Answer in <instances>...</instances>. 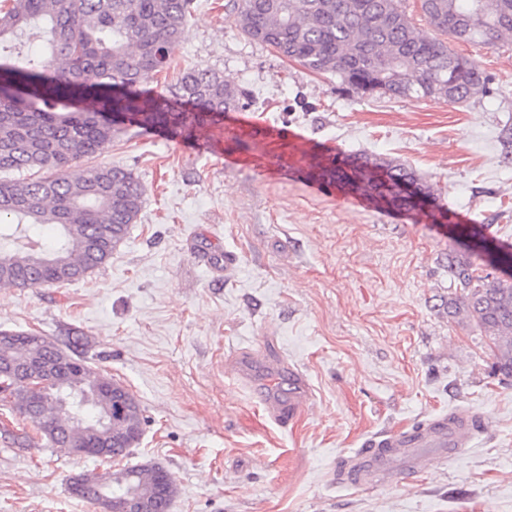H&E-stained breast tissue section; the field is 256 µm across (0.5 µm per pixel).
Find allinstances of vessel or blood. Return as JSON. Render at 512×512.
<instances>
[{
	"mask_svg": "<svg viewBox=\"0 0 512 512\" xmlns=\"http://www.w3.org/2000/svg\"><path fill=\"white\" fill-rule=\"evenodd\" d=\"M286 371L290 389L287 399L264 394L258 397L264 412L276 422L287 421L301 411L311 396L305 373L291 365ZM479 424L477 416L454 412L437 415L407 431L374 436L362 448L351 451L344 480L353 486H366L385 482L395 471L406 477L418 474L426 467L428 456L444 460L454 449L469 443Z\"/></svg>",
	"mask_w": 512,
	"mask_h": 512,
	"instance_id": "b4317fda",
	"label": "vessel or blood"
}]
</instances>
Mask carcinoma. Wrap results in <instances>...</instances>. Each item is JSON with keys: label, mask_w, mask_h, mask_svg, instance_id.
Returning a JSON list of instances; mask_svg holds the SVG:
<instances>
[{"label": "carcinoma", "mask_w": 512, "mask_h": 512, "mask_svg": "<svg viewBox=\"0 0 512 512\" xmlns=\"http://www.w3.org/2000/svg\"><path fill=\"white\" fill-rule=\"evenodd\" d=\"M193 0H11L0 8V287H53L87 278L107 263L141 210L144 189L116 165L81 166L125 126L174 135L201 131L236 112L247 93L209 68L181 76L174 98L141 89L169 68L172 46ZM436 35L420 33L401 0H241L236 26L313 73H330L357 96L417 95L459 102L489 93V79L448 41L493 45L512 36V0H421ZM42 40L41 60L18 67L1 54L21 36ZM48 170V177L35 172ZM310 174L377 204L422 212L434 224L448 208L411 167L374 153L319 159ZM49 228L46 242L41 230ZM468 257L448 255L455 291L441 299L448 318L484 333L495 367L512 378V277L475 274ZM0 365L65 353L45 336L0 329ZM59 382L33 397L0 379V404L30 421L56 448L106 443L110 461L142 436L140 401L112 403L105 375L59 366ZM117 508L131 491L152 493L169 512L171 475L144 463L101 474Z\"/></svg>", "instance_id": "obj_1"}]
</instances>
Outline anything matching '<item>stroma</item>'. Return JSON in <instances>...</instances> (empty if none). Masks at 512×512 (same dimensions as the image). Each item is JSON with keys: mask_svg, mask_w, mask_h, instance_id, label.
I'll list each match as a JSON object with an SVG mask.
<instances>
[{"mask_svg": "<svg viewBox=\"0 0 512 512\" xmlns=\"http://www.w3.org/2000/svg\"><path fill=\"white\" fill-rule=\"evenodd\" d=\"M238 4L195 0L169 69L142 82L168 95L201 65L244 89L234 121L208 129L216 149L135 126L104 144L95 163L131 170L144 188L136 223L87 279L0 288V328L87 339L94 372L143 408L139 445L111 466L164 467L170 512H512V379L495 371L484 334L437 308L446 255L471 247L458 226L512 249L500 141L512 127V39L454 46L489 77V95L361 98L247 38ZM358 151L412 166L451 223L338 186L311 192L315 158ZM239 347L306 372L310 407L270 420L227 375ZM453 409L483 422L454 457L412 478L344 483L349 451ZM33 430L0 406V512H100L70 480L108 465L22 441Z\"/></svg>", "mask_w": 512, "mask_h": 512, "instance_id": "35a3bbf8", "label": "stroma"}]
</instances>
